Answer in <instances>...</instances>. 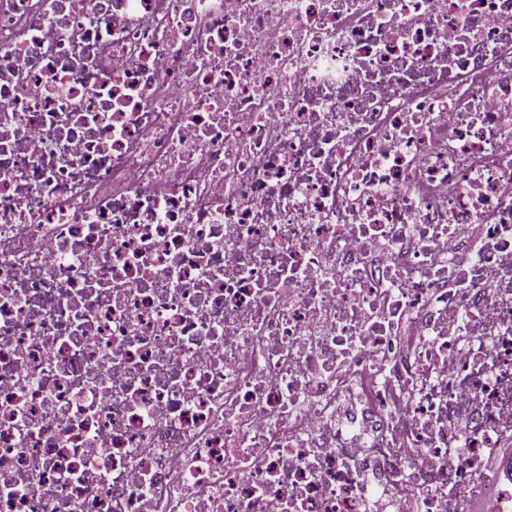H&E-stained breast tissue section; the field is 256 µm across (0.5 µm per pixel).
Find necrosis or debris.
Returning <instances> with one entry per match:
<instances>
[{"label":"necrosis or debris","instance_id":"necrosis-or-debris-1","mask_svg":"<svg viewBox=\"0 0 512 512\" xmlns=\"http://www.w3.org/2000/svg\"><path fill=\"white\" fill-rule=\"evenodd\" d=\"M512 0H0V512H512Z\"/></svg>","mask_w":512,"mask_h":512}]
</instances>
